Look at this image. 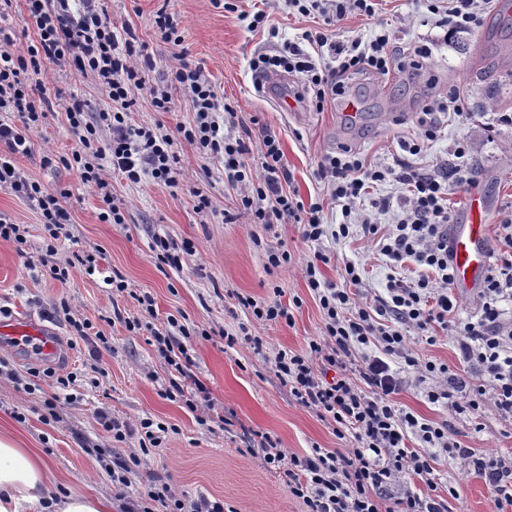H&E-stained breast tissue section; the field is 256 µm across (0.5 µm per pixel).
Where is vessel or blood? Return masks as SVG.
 <instances>
[{
	"mask_svg": "<svg viewBox=\"0 0 512 512\" xmlns=\"http://www.w3.org/2000/svg\"><path fill=\"white\" fill-rule=\"evenodd\" d=\"M469 221L454 228L448 246L457 293L467 294L481 285L491 264L490 226L481 196H471L467 204ZM20 335L31 339L41 356L52 357L58 351L53 336L45 333L42 325L34 321L19 326Z\"/></svg>",
	"mask_w": 512,
	"mask_h": 512,
	"instance_id": "obj_1",
	"label": "vessel or blood"
}]
</instances>
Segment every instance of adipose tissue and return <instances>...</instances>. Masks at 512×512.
I'll return each instance as SVG.
<instances>
[{
	"mask_svg": "<svg viewBox=\"0 0 512 512\" xmlns=\"http://www.w3.org/2000/svg\"><path fill=\"white\" fill-rule=\"evenodd\" d=\"M96 495L59 494L48 459L7 433H0V512H110Z\"/></svg>",
	"mask_w": 512,
	"mask_h": 512,
	"instance_id": "adipose-tissue-1",
	"label": "adipose tissue"
}]
</instances>
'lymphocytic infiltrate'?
I'll list each match as a JSON object with an SVG mask.
<instances>
[{"instance_id":"1","label":"lymphocytic infiltrate","mask_w":512,"mask_h":512,"mask_svg":"<svg viewBox=\"0 0 512 512\" xmlns=\"http://www.w3.org/2000/svg\"><path fill=\"white\" fill-rule=\"evenodd\" d=\"M26 2L36 33L34 43L20 53L0 45V146L5 149L0 156V185L35 202L40 211L48 234L37 257L40 275L63 282L75 270L91 275L97 269L96 254L76 251L64 259L58 256L55 242L68 233L67 191L22 177L12 162L13 156L31 154L33 136L48 117L50 100L41 76L50 62L93 78L110 101L109 109L91 120L83 102L70 98L65 116L77 147L60 159L62 165L76 169L99 198L103 223L125 221V203L114 196L108 174L132 184L147 176L177 186V146L185 143L222 167L225 181L239 188V206L251 223L270 227L292 222L300 226L305 241L315 244L361 236L377 241L391 266L409 262L420 268L415 280L389 276L385 294L363 303L353 294L364 286L359 264L345 261L339 286L322 279L320 265L327 262L326 254L315 253L305 265L307 285L323 310V331L305 351L277 350L274 368L300 405L328 422L337 437L352 436L354 444L289 456L264 435L257 447L267 468L283 470L289 493L302 499L307 512H382V491L400 473L424 483L427 492H402L392 512H448L447 500L437 493L431 455L435 448L465 461L491 491L496 512H512V460L462 447L450 438L447 423L417 418L394 400L411 383H423L430 403L449 401L454 409L475 414L490 396L502 415L512 417V320H504L499 308L501 301L512 299V218L502 224L506 250L492 261L478 291V319L456 329L458 349L472 378L422 360L407 344L406 331L411 327L425 333L426 344H433L434 329L447 328L457 308L448 253V194L451 185L472 182L471 167L465 162L468 145H456L453 154L460 163L452 169L442 164L429 170L405 163L397 169L371 165L349 147L325 155L315 176L326 184L331 201L341 206L346 218L358 200L369 199L370 189L387 178H395L407 190L399 204L387 197L370 199L372 210L362 214L360 222L333 227L323 222L322 203L307 204L285 191L290 173L274 132L262 130L256 151L237 136L236 110L225 103L201 66L184 60L170 77L147 83L145 73L153 62L144 44L131 28L112 23L101 0ZM288 4L302 15L316 11L336 18L350 11L371 17L377 10L376 0H288ZM480 11V0H435L423 22L457 33L476 26ZM304 39L310 46L326 48L328 61L315 62L291 44L275 54H259L250 67L257 75L278 70L301 74L304 88L295 91L294 98L319 112L327 101L345 95V85L353 76L388 74L397 61L385 32L366 44L357 40L336 44L318 31L306 32ZM177 93L187 101L193 119L177 124L175 134L133 121L140 95H149L156 111L169 112ZM421 112V133L405 145L413 156L424 153L429 142L440 137L441 114L464 115L456 94L426 102ZM377 212L393 213L391 229L381 230L373 219ZM166 321L169 332L156 331L152 337L175 372L165 390L170 398L183 393L184 381L194 374L184 343L190 329L175 316H167ZM100 421L115 441L138 439V450L118 459V471L112 476L122 512H224L222 500H189L166 482L132 490L130 473L147 464L167 428L148 419L134 426L105 414Z\"/></svg>"}]
</instances>
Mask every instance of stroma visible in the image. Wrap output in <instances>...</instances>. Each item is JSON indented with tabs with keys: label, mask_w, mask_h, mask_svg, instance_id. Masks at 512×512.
<instances>
[{
	"label": "stroma",
	"mask_w": 512,
	"mask_h": 512,
	"mask_svg": "<svg viewBox=\"0 0 512 512\" xmlns=\"http://www.w3.org/2000/svg\"><path fill=\"white\" fill-rule=\"evenodd\" d=\"M232 2L230 11L222 0H105V8L115 25H129L146 44L155 64L147 74L149 80L170 74L180 60L198 63L225 102L237 110L252 141H259L261 129L274 131L290 171V191L303 201L322 202L325 223L340 224L344 218L315 178L321 159L347 144L366 161L392 164L403 157V143L416 137L423 103L452 93L459 94L466 119H449L442 139L430 144L426 154L412 164L425 167L452 159L454 146L468 143L472 183L450 191L453 223H465L466 204L473 194L485 197L491 226L512 214V125H500L494 119L495 112L512 113V86L502 90L491 108L484 95L486 84L478 78L490 61L512 69V30L494 37L489 34L498 19L497 7L488 8L478 26L465 31L464 48L451 42L434 49L421 69L405 66L384 77L353 81L352 93L359 103V119L353 122L336 102L316 112L280 103L277 90L261 92L254 84L251 59L259 52L300 41L304 32L314 29L336 42L366 43L384 28L394 46L422 43L439 34L438 29L420 24L428 13V0H380L374 17L351 12L329 25L322 17L294 13L286 0ZM162 8L181 19V44L156 39L152 22ZM260 9L268 15V29H247L241 13ZM272 28L277 37H269ZM43 81L47 95L53 98L50 114L34 137L31 155L15 157L14 164L29 180L68 190L70 236L59 241V254L99 251V270L92 275L74 272L62 283L33 274L13 244L0 242V313L39 320L59 344L57 357L45 360L31 347L0 334V359L5 362L0 368V428L49 459L61 494L111 497L113 463L127 457L137 442L113 440L98 413L103 410L132 424L149 418L167 425L169 432L149 465L133 475V487H142L155 477L190 498L223 500L226 512H305L302 500L289 494L282 475L267 469L262 456L249 455L246 448L259 434L270 435L289 455L347 445L332 426L297 403L272 364L277 350L304 351L321 335L322 312L303 274L319 247L302 239L298 225L266 228L251 223L239 208V189L226 185L222 168L188 145L180 152L178 189L148 177L136 185L113 179L115 196L127 206L125 221L102 223L100 201L83 185L77 171L59 163L44 165L43 158L68 155L77 147L64 112L70 95L83 101L92 118L108 109L109 100L91 78L53 64L47 65ZM174 102L173 111L157 112L150 98H141L133 120L174 133L177 124L193 117L183 97H175ZM197 188L211 201L210 208L202 212L196 209L193 191ZM228 213L233 214V222H225ZM0 218L28 225V252L37 256L43 231L35 204L0 187ZM157 234L177 243H194L196 251L182 269L158 263L151 250ZM269 246L292 255L291 263L271 274L265 267ZM320 249L329 257L321 267L323 280L341 283L340 261L348 257L364 265L371 288L378 292L385 288L389 270L372 243L358 237L340 242L328 239ZM113 272L126 280L128 292H112L105 284V276ZM138 293L153 297L157 316L148 328L130 332L123 320L137 315L134 296ZM241 295L258 300L279 297L290 307L293 324L254 320L239 305ZM170 315L184 316L187 325L198 331L187 346L193 372L215 402L214 411L206 417L191 412L183 398L169 400L163 395L169 369L150 340L152 330H165ZM105 317L112 320L104 328L111 338V350L97 352L78 341L71 319L87 318L97 324ZM242 324L250 334L261 337L262 348L243 342L229 347L217 335L219 329L234 331ZM206 330L211 333L207 339L202 336ZM407 337L429 360L470 377L454 331L439 332L431 346L422 343L417 330H408ZM34 370L68 373L73 380L65 388L45 385L34 390L30 387ZM49 398L55 401L51 410L45 406ZM395 400L399 407L425 419L448 421L463 446L512 456V418L503 416L493 402H486L474 420L451 407L430 403L421 384L401 391ZM434 468L440 490L454 492L448 512H493L491 491L469 473L463 460L440 456Z\"/></svg>",
	"instance_id": "stroma-1"
}]
</instances>
